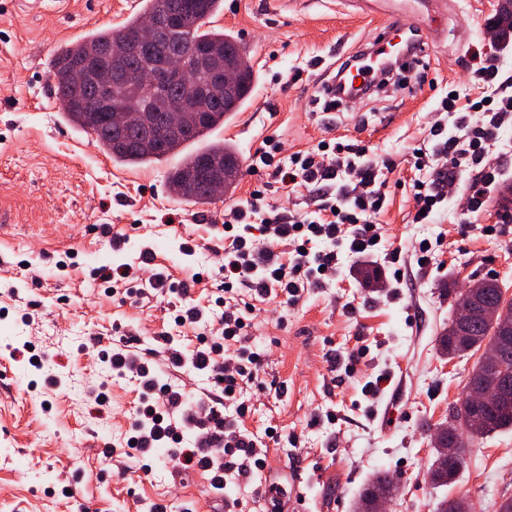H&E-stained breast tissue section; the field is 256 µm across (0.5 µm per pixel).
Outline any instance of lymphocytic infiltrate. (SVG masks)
Returning a JSON list of instances; mask_svg holds the SVG:
<instances>
[{
    "mask_svg": "<svg viewBox=\"0 0 512 512\" xmlns=\"http://www.w3.org/2000/svg\"><path fill=\"white\" fill-rule=\"evenodd\" d=\"M480 75L486 84L495 86V95L477 101L447 95L439 102V111L452 114L453 129L448 132L442 125H432L429 134L436 140L432 155L415 157L412 163L416 172L412 189L418 210L414 223L435 222L446 198V187L455 185L467 169L475 171L476 177L466 188V206L459 221L473 223L501 178L487 157L502 127L512 121V76L501 77L498 66L492 63L482 66ZM475 112L489 113L490 118L480 123L472 121ZM281 151L279 141L268 140L256 152L253 170L274 169L282 184L315 191L326 190L332 181L336 191L321 208L294 215L286 223L265 207L258 191L252 193L250 201L231 209L224 219V230L229 234L224 247V290L232 292L234 284L241 283L249 285L255 296L262 298L276 291L292 303L304 288L320 283L324 274L335 272L339 253L351 258L372 255L377 245L376 219L386 203L393 165L374 158L368 147L339 141L320 142L285 162L280 159ZM239 225L245 226V233H236ZM252 227L259 229V236L249 235ZM286 238L297 243L288 259L271 247L272 240ZM219 319L224 325L222 339L189 356L170 350L169 361L177 368L189 365L222 378L224 395L220 398L187 397L172 385L159 383L141 354L128 349L112 354L113 369L134 372L140 379V404L131 425L135 458L154 460L158 442L169 440L168 457L174 467L196 465L210 471L211 487L217 492L228 482L253 479L265 465L264 450L251 435L233 427L217 406L222 400L234 405L236 414L244 413V405L237 402L240 384L250 377L261 356L242 348L226 353L227 342L241 335L246 322L229 304Z\"/></svg>",
    "mask_w": 512,
    "mask_h": 512,
    "instance_id": "lymphocytic-infiltrate-1",
    "label": "lymphocytic infiltrate"
}]
</instances>
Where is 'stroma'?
I'll use <instances>...</instances> for the list:
<instances>
[{
	"instance_id": "obj_1",
	"label": "stroma",
	"mask_w": 512,
	"mask_h": 512,
	"mask_svg": "<svg viewBox=\"0 0 512 512\" xmlns=\"http://www.w3.org/2000/svg\"><path fill=\"white\" fill-rule=\"evenodd\" d=\"M140 5L69 0L63 10H31L0 0V366L11 372L0 385V512H150L156 504L167 512L226 504L236 512H353L377 471L398 485L389 512H435L460 495L477 512H493L512 498L511 428L475 441L455 483H433L428 471L434 435L477 360L441 352L458 291L494 275L512 299V204L503 199L512 187V126L491 149L506 178L478 223H459L454 197L436 223H413L408 181L413 150L433 147L440 99L451 90L478 96L483 61L512 71L506 0H453L444 36L410 75L416 95L390 83L331 110L313 97L327 64L369 44L377 22L353 15L344 0H307L300 10L280 0H224L215 23L239 38L257 80L248 107L218 132L239 151L240 179L206 205L170 194L177 158L113 163L65 120L49 78L60 46L119 25ZM268 138L289 154L323 140L359 143L394 164L375 255L342 259L333 279L291 305L255 299L242 286L234 295L237 306L253 308L241 346L265 355L241 384L246 411L234 423L265 447L264 475L283 486L274 501L251 483L216 495L197 467L176 481L165 461L146 474L126 456L105 458L130 431L139 389L97 357L130 345L187 395L214 390L207 374L167 367L165 355L199 345L194 327L175 322L183 306H197L202 323L220 331L213 313L224 287L225 212L256 190L285 218L317 207L315 194L282 185L274 170L252 172ZM425 242L435 254L424 263ZM151 254L164 288L120 300L124 282L102 280V271ZM93 391L105 393L104 407L89 401ZM270 427L277 438L266 437Z\"/></svg>"
}]
</instances>
